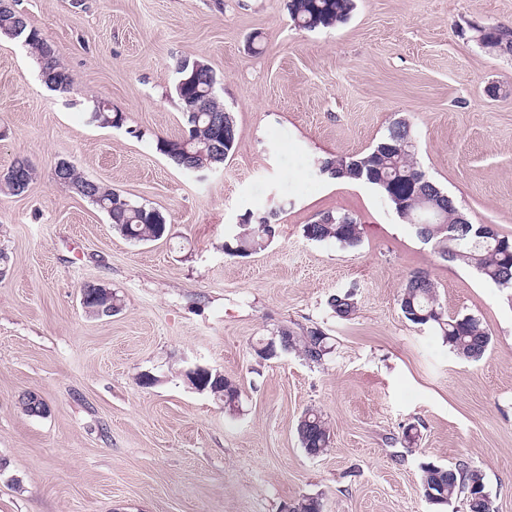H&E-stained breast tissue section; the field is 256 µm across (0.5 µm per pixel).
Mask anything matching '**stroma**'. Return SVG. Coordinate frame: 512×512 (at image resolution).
<instances>
[{"mask_svg": "<svg viewBox=\"0 0 512 512\" xmlns=\"http://www.w3.org/2000/svg\"><path fill=\"white\" fill-rule=\"evenodd\" d=\"M287 3L17 0L74 85L48 89L28 48L0 39V173L19 158L36 170L26 193L0 190V512H287L305 496L323 512H467L462 497L425 499L428 461L481 469L498 512H512V299L440 259L373 187L315 166L406 120L427 175L472 223L512 237V55L476 33L512 24V0H355L346 23L314 32L294 27ZM187 57L214 70L237 124L207 175L156 149L183 130ZM96 99L121 127L91 122ZM61 159L161 211L167 235L126 239L55 181ZM276 205L264 250L225 253L245 213ZM328 211L356 217L359 246L305 237ZM416 270L447 314L482 320V360L403 317ZM86 284L115 294L119 312H86ZM337 293L352 295L350 319L328 306ZM285 327L321 328L330 354L260 359ZM197 365L238 387L234 409L190 384ZM27 393L44 414L24 411ZM310 408L331 432L317 457L296 433Z\"/></svg>", "mask_w": 512, "mask_h": 512, "instance_id": "obj_1", "label": "stroma"}]
</instances>
